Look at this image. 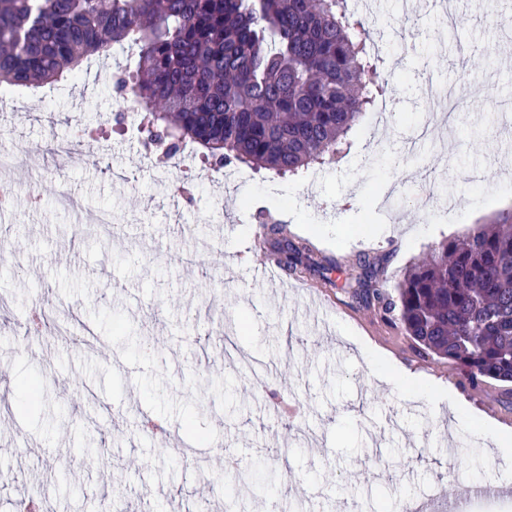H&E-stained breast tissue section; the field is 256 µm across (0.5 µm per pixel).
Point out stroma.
Returning a JSON list of instances; mask_svg holds the SVG:
<instances>
[{
	"mask_svg": "<svg viewBox=\"0 0 512 512\" xmlns=\"http://www.w3.org/2000/svg\"><path fill=\"white\" fill-rule=\"evenodd\" d=\"M456 13L450 31L438 0H417L411 13L380 0L372 33L394 111L380 131L366 113L347 152L313 179L216 171L189 149L154 164L112 120L114 77L134 64L128 49L79 80L7 100L0 149L23 162L0 171L20 189L0 210V512L23 486L51 487L56 512H98L102 497L120 512H234L229 457L285 478L275 494L243 490L246 512H388L447 483L463 497L482 471L502 493L469 512H512V454L387 385L351 339L442 379L479 417L511 428L512 396L470 385L341 288L359 274L358 255L380 263L388 289L430 247L512 212V177L501 174L512 158L501 112L512 105V27L499 24L512 0L482 10L456 0ZM430 81L473 92L452 129L410 153L407 139L436 108L422 94ZM387 182L397 191L383 201ZM63 184L77 207L59 203ZM445 184L454 209L421 207ZM102 209L115 223L81 221ZM265 218L309 241L317 272L270 281L243 260L251 246L269 258L257 233ZM241 322L233 341L260 361L256 374L224 360V332ZM34 379L42 401L31 411L19 391ZM145 413L166 422L169 443L141 433ZM17 426L30 454L9 450Z\"/></svg>",
	"mask_w": 512,
	"mask_h": 512,
	"instance_id": "1",
	"label": "stroma"
}]
</instances>
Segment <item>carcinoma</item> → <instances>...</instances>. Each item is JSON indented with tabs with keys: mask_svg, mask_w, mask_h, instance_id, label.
<instances>
[{
	"mask_svg": "<svg viewBox=\"0 0 512 512\" xmlns=\"http://www.w3.org/2000/svg\"><path fill=\"white\" fill-rule=\"evenodd\" d=\"M370 43L344 0H0V91L51 87L134 48L114 90L139 112L147 151L190 147L218 168L294 177L341 154L382 94ZM265 229L285 272L312 269L306 243ZM359 265L365 277L343 284L353 300L398 312L472 384L512 383L511 218L438 243L390 292L372 284L369 257Z\"/></svg>",
	"mask_w": 512,
	"mask_h": 512,
	"instance_id": "cac0c4a2",
	"label": "carcinoma"
}]
</instances>
